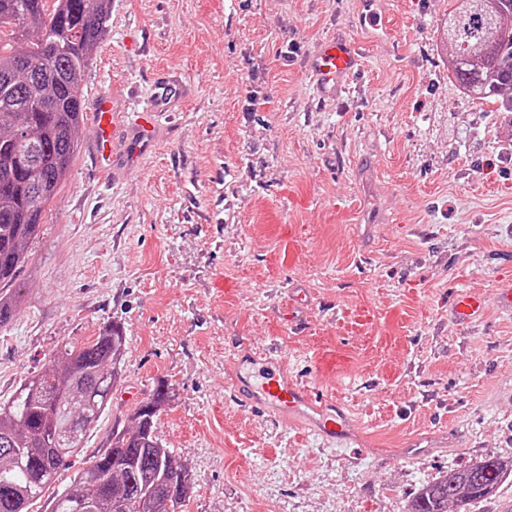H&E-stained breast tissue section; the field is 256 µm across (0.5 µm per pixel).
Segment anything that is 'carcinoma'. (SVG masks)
<instances>
[{"label": "carcinoma", "instance_id": "carcinoma-1", "mask_svg": "<svg viewBox=\"0 0 512 512\" xmlns=\"http://www.w3.org/2000/svg\"><path fill=\"white\" fill-rule=\"evenodd\" d=\"M112 0H0V284L15 279L42 214L65 182L84 120L82 78L102 40ZM512 0L492 15L456 7L448 13V63L463 90L495 98L512 112ZM22 305L21 292L0 290V327ZM126 337L109 325L94 341L51 357L0 402V512H29L68 459L78 456L112 400ZM156 388L112 443L93 457L44 512H67L73 498L88 512H160L170 481L182 478L173 508L194 489L191 470L156 436L168 401ZM512 475V460L489 456L423 485L407 512H466Z\"/></svg>", "mask_w": 512, "mask_h": 512}]
</instances>
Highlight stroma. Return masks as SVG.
Here are the masks:
<instances>
[{
    "label": "stroma",
    "mask_w": 512,
    "mask_h": 512,
    "mask_svg": "<svg viewBox=\"0 0 512 512\" xmlns=\"http://www.w3.org/2000/svg\"><path fill=\"white\" fill-rule=\"evenodd\" d=\"M453 0H112L83 84L131 122L162 72L186 88L150 153L111 172L84 118L0 327V401L57 350L127 338L112 403L60 491L165 386L157 435L191 469L181 512H407L443 472L512 458V112L448 71ZM376 9L387 36L370 38ZM360 72L319 87L321 43ZM483 295L478 321L450 316ZM359 426L329 447L224 395L234 345ZM447 433L420 456L416 435ZM0 288V327L7 325L19 312L22 305L21 291L3 293ZM483 311L481 297L473 292H461L457 295L453 307L455 320L459 323H467L478 317Z\"/></svg>",
    "instance_id": "stroma-1"
}]
</instances>
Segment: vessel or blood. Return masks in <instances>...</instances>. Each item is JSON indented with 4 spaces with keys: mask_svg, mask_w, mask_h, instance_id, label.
<instances>
[{
    "mask_svg": "<svg viewBox=\"0 0 512 512\" xmlns=\"http://www.w3.org/2000/svg\"><path fill=\"white\" fill-rule=\"evenodd\" d=\"M360 54L356 43L339 38L323 43L313 58L311 67L321 82L336 85L355 74ZM177 94L175 82L159 83L157 91L145 106L141 120L130 137L129 145L138 154L147 153L155 142L156 116L167 109V103ZM97 127L96 147L103 168L114 166L111 136L115 128L110 97H101L95 106ZM483 310L481 297L473 292L457 295L453 314L457 322L467 323ZM236 371L229 388L231 398L242 406H250L279 419L294 415L305 417L312 430L330 441L352 439L355 422L336 404L313 397L307 386L289 374L283 360H260L248 348L236 353Z\"/></svg>",
    "mask_w": 512,
    "mask_h": 512,
    "instance_id": "vessel-or-blood-1",
    "label": "vessel or blood"
}]
</instances>
